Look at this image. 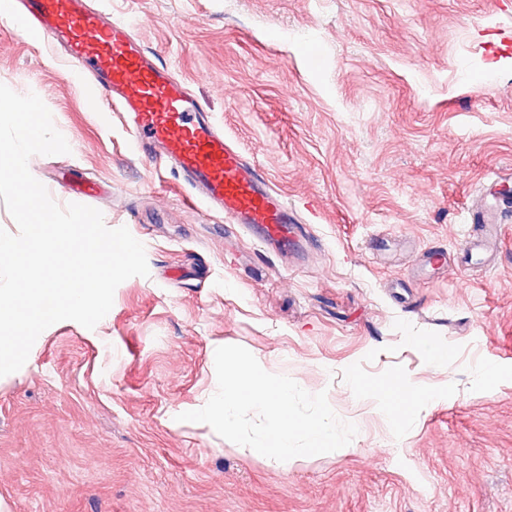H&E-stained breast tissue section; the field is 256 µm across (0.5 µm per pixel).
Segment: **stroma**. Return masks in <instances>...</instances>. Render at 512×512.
Segmentation results:
<instances>
[{
	"label": "stroma",
	"mask_w": 512,
	"mask_h": 512,
	"mask_svg": "<svg viewBox=\"0 0 512 512\" xmlns=\"http://www.w3.org/2000/svg\"><path fill=\"white\" fill-rule=\"evenodd\" d=\"M106 7L296 207L310 247L286 257L191 205L90 77L0 17V83L37 94L70 147L32 175L62 207L60 172L95 179L90 207L149 267L94 329L53 324L0 377L8 512H512V232L488 271L417 272L460 248L494 173L512 189V0ZM225 345L326 392L358 428L349 451L278 467L178 421L215 394ZM391 382L430 400L390 409Z\"/></svg>",
	"instance_id": "35a3bbf8"
}]
</instances>
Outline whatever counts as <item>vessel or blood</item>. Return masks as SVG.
<instances>
[{
	"mask_svg": "<svg viewBox=\"0 0 512 512\" xmlns=\"http://www.w3.org/2000/svg\"><path fill=\"white\" fill-rule=\"evenodd\" d=\"M21 3L29 33L65 49L89 72L109 110L122 113L135 150L171 168L208 213L246 229L259 243L298 251V212L271 180L226 139L204 103L133 35L128 21L91 0H0V12ZM465 240L467 266L503 233L489 216Z\"/></svg>",
	"mask_w": 512,
	"mask_h": 512,
	"instance_id": "vessel-or-blood-1",
	"label": "vessel or blood"
}]
</instances>
